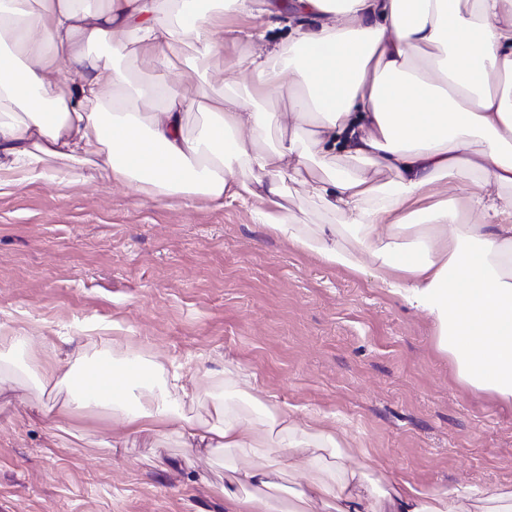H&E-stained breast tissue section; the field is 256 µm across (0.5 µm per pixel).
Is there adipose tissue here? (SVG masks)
Wrapping results in <instances>:
<instances>
[{"label":"adipose tissue","mask_w":512,"mask_h":512,"mask_svg":"<svg viewBox=\"0 0 512 512\" xmlns=\"http://www.w3.org/2000/svg\"><path fill=\"white\" fill-rule=\"evenodd\" d=\"M228 14L259 19L257 31L225 35ZM287 16L299 20L287 40L255 49ZM132 49L162 82L130 81ZM188 49L246 81L209 96L169 80ZM144 100L159 111L143 117ZM340 153L350 168L335 167ZM90 155L106 178L151 195L262 199L270 232L424 312L460 379L512 405V0H0V170L34 179L46 159ZM383 169L394 179H374ZM288 181L340 222L297 223ZM440 183L468 184L465 205L428 203ZM95 369L107 387L26 365L40 389L70 388L62 412L106 398L129 432L244 453L223 490L229 512H453L443 490L362 494L360 472L320 455L339 448L336 434L300 431L287 412L261 403L242 423L225 397L239 389L233 370L209 386L206 417L186 412L181 374L161 363L103 357ZM297 451L310 477L287 493Z\"/></svg>","instance_id":"ef3b65f1"}]
</instances>
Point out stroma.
Here are the masks:
<instances>
[{
    "instance_id": "1",
    "label": "stroma",
    "mask_w": 512,
    "mask_h": 512,
    "mask_svg": "<svg viewBox=\"0 0 512 512\" xmlns=\"http://www.w3.org/2000/svg\"><path fill=\"white\" fill-rule=\"evenodd\" d=\"M244 71L176 65L171 80L210 93ZM0 172V330L65 369L117 324L132 352L178 370L189 413H205L212 376L248 374L231 394L300 426L336 432L348 468L418 491L460 490L483 512L512 489V407L459 378L431 319L376 279L330 268L260 224L258 199L148 195L85 173L61 183ZM302 224H335L306 186L288 183ZM0 385V512H225L215 485L239 452L209 460L175 436L124 434L106 406L59 415L15 358ZM75 433L62 442L60 428Z\"/></svg>"
}]
</instances>
